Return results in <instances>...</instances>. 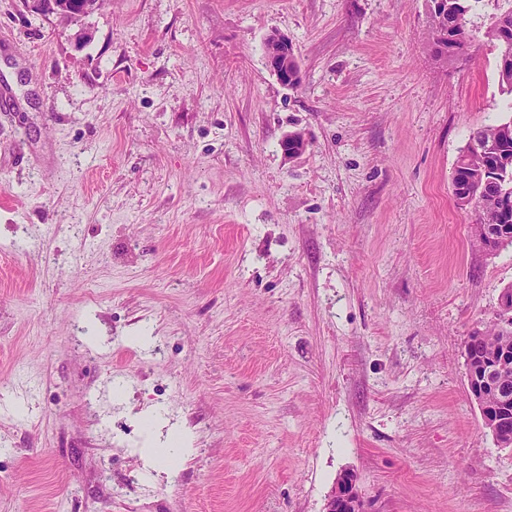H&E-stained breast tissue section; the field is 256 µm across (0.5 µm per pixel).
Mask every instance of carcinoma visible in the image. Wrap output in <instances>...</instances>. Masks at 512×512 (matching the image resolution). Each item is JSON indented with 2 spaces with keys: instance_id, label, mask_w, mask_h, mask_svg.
<instances>
[{
  "instance_id": "carcinoma-1",
  "label": "carcinoma",
  "mask_w": 512,
  "mask_h": 512,
  "mask_svg": "<svg viewBox=\"0 0 512 512\" xmlns=\"http://www.w3.org/2000/svg\"><path fill=\"white\" fill-rule=\"evenodd\" d=\"M479 0H448V15L430 11L434 35L433 52L450 59L461 52L467 53L473 46L469 29L458 30L455 17L459 13L470 14L477 8ZM490 46L497 51L496 73L499 92L512 98V60L505 53V41H512V5L502 11L487 31ZM481 138L496 142L498 154L488 157L475 152L471 142ZM487 165L493 166L495 178L500 184L482 186L473 180V173ZM451 186L461 188L476 196L474 222L484 224L495 220L500 224H512V211L499 210V189L512 194V116L498 123L474 130L468 143L460 150L451 178ZM465 346L489 355L512 350V322L494 324L482 332L467 338Z\"/></svg>"
}]
</instances>
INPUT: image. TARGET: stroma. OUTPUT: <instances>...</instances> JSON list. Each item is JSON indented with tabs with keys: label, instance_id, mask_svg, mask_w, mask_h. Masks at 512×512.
<instances>
[{
	"label": "stroma",
	"instance_id": "obj_1",
	"mask_svg": "<svg viewBox=\"0 0 512 512\" xmlns=\"http://www.w3.org/2000/svg\"><path fill=\"white\" fill-rule=\"evenodd\" d=\"M505 7L447 61L428 0H0V512H512L464 357L512 246L450 186ZM155 410L194 441L151 476ZM57 1V4H55ZM99 0H51L50 9L47 13L58 15H70L80 17L97 9ZM265 58L271 73L285 87L299 85L302 75L288 37L271 32L264 42ZM323 512H368L353 474L344 473L338 477Z\"/></svg>",
	"mask_w": 512,
	"mask_h": 512
}]
</instances>
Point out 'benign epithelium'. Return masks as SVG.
<instances>
[{
  "label": "benign epithelium",
  "instance_id": "obj_1",
  "mask_svg": "<svg viewBox=\"0 0 512 512\" xmlns=\"http://www.w3.org/2000/svg\"><path fill=\"white\" fill-rule=\"evenodd\" d=\"M99 0H57L48 12L58 16L80 17L97 9ZM265 58L271 73L285 87L299 85L302 75L288 37L270 33L264 42ZM473 235L488 252L499 250L512 240V227L504 224H473ZM467 380L471 396L478 404L485 432L504 448L512 447V401L505 377L512 372V355L503 352L494 357L474 350L465 352ZM493 397L496 403H488ZM323 512H368L365 501L351 473L340 475Z\"/></svg>",
  "mask_w": 512,
  "mask_h": 512
}]
</instances>
